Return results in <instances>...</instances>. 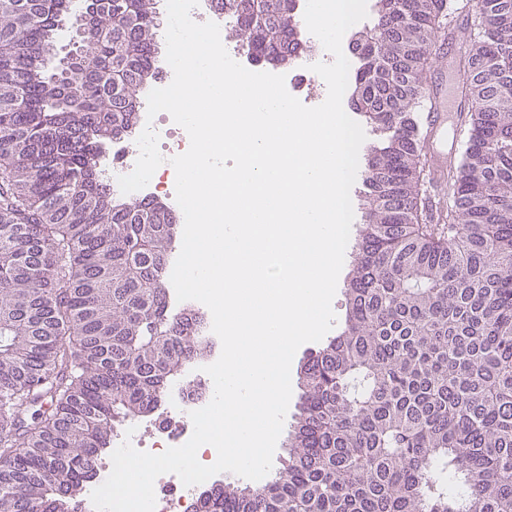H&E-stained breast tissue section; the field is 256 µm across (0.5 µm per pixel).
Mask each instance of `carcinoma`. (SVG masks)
<instances>
[{
  "mask_svg": "<svg viewBox=\"0 0 512 512\" xmlns=\"http://www.w3.org/2000/svg\"><path fill=\"white\" fill-rule=\"evenodd\" d=\"M220 2L256 61L298 47L291 0ZM155 4L0 0V512H80L118 430L208 352L165 285L179 216L101 176L160 73ZM376 7L354 75L377 139L345 330L301 367L275 477L213 484L192 512H512V0H476L466 149L436 222L417 105L455 0Z\"/></svg>",
  "mask_w": 512,
  "mask_h": 512,
  "instance_id": "cac0c4a2",
  "label": "carcinoma"
}]
</instances>
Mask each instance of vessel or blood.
<instances>
[{
    "label": "vessel or blood",
    "mask_w": 512,
    "mask_h": 512,
    "mask_svg": "<svg viewBox=\"0 0 512 512\" xmlns=\"http://www.w3.org/2000/svg\"><path fill=\"white\" fill-rule=\"evenodd\" d=\"M466 32V26L455 28L448 48L441 56L439 77L429 86L425 110L419 115L424 155L433 176L432 184L439 191L445 186L448 164L457 150L456 144L450 142L448 132L458 128L461 113L468 107L460 92L464 73L459 67Z\"/></svg>",
    "instance_id": "1"
}]
</instances>
